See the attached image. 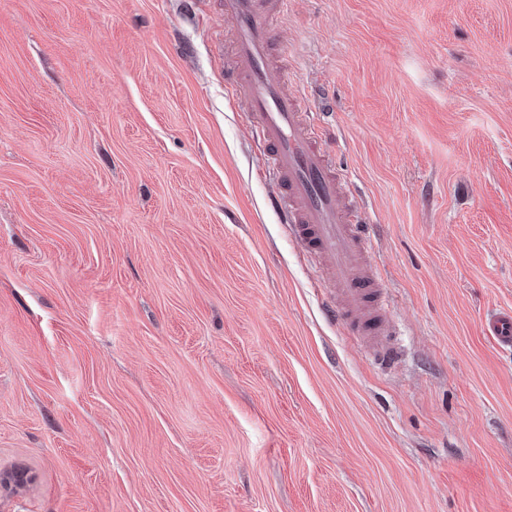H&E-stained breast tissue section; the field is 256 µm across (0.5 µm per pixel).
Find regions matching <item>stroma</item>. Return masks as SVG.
<instances>
[{
  "mask_svg": "<svg viewBox=\"0 0 512 512\" xmlns=\"http://www.w3.org/2000/svg\"><path fill=\"white\" fill-rule=\"evenodd\" d=\"M402 356L268 206L220 0H0V512H512V0H288ZM485 330L498 347L512 348V311L500 310L488 316Z\"/></svg>",
  "mask_w": 512,
  "mask_h": 512,
  "instance_id": "35a3bbf8",
  "label": "stroma"
}]
</instances>
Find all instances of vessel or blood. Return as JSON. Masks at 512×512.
Returning a JSON list of instances; mask_svg holds the SVG:
<instances>
[{
  "label": "vessel or blood",
  "instance_id": "obj_1",
  "mask_svg": "<svg viewBox=\"0 0 512 512\" xmlns=\"http://www.w3.org/2000/svg\"><path fill=\"white\" fill-rule=\"evenodd\" d=\"M288 0H224L233 23V47L224 61L228 85L243 93L250 122L264 146L267 172L276 189L272 208L334 290L327 315L347 325L378 362L394 363L382 277L370 252L365 224L348 203L349 183L323 144L322 131L301 95L289 87L288 71L276 60L274 21ZM485 330L500 348H512V311L486 319Z\"/></svg>",
  "mask_w": 512,
  "mask_h": 512
}]
</instances>
